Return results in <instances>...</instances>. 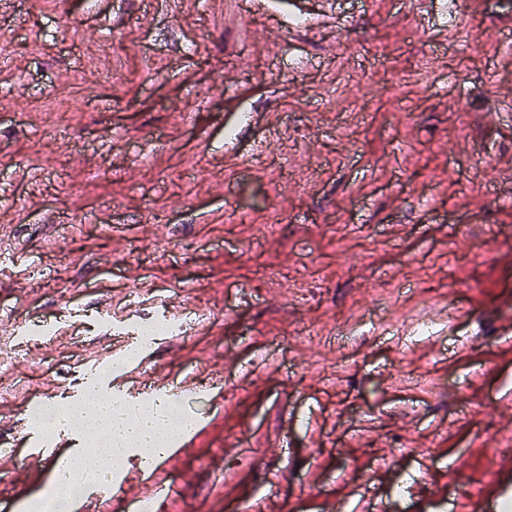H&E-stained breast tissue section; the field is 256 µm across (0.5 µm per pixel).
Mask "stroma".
<instances>
[{
    "mask_svg": "<svg viewBox=\"0 0 512 512\" xmlns=\"http://www.w3.org/2000/svg\"><path fill=\"white\" fill-rule=\"evenodd\" d=\"M292 10L0 0V512L104 363L201 424L78 512H512V0ZM173 330V326L170 323H166L158 318H144L133 327L128 328V336H140L143 340H151L156 336H161ZM26 436L31 448V456L38 463L47 464L56 456V444L46 441L38 432L28 430Z\"/></svg>",
    "mask_w": 512,
    "mask_h": 512,
    "instance_id": "obj_1",
    "label": "stroma"
}]
</instances>
